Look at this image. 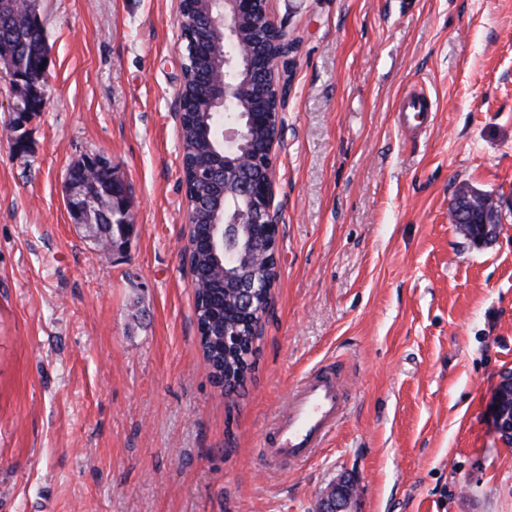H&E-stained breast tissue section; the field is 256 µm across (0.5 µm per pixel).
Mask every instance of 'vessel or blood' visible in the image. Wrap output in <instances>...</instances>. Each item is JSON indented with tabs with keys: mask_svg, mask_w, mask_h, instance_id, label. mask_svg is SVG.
I'll return each mask as SVG.
<instances>
[{
	"mask_svg": "<svg viewBox=\"0 0 512 512\" xmlns=\"http://www.w3.org/2000/svg\"><path fill=\"white\" fill-rule=\"evenodd\" d=\"M345 410L343 384L332 369L321 367L303 376L286 411L276 416L266 433L263 448L269 463L299 464L314 458Z\"/></svg>",
	"mask_w": 512,
	"mask_h": 512,
	"instance_id": "obj_1",
	"label": "vessel or blood"
}]
</instances>
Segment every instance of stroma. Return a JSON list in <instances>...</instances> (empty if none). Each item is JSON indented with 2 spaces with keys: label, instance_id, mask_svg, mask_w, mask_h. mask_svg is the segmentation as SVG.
Returning <instances> with one entry per match:
<instances>
[{
  "label": "stroma",
  "instance_id": "stroma-1",
  "mask_svg": "<svg viewBox=\"0 0 512 512\" xmlns=\"http://www.w3.org/2000/svg\"><path fill=\"white\" fill-rule=\"evenodd\" d=\"M295 49L273 148L279 261L254 369L227 397L185 252L179 0H37L46 105L0 139V512H512L490 406L512 371V0H269ZM420 91L429 126L397 106ZM110 157L129 239L67 208ZM491 193L495 238L448 212ZM337 365L348 410L313 460L260 449L296 381ZM66 200L70 206L73 217L81 218L83 214H89L93 199L90 195L85 194L83 187L77 183L72 177L70 170L66 174ZM359 483L351 474L341 475L329 490L322 493L318 512H352L358 496Z\"/></svg>",
  "mask_w": 512,
  "mask_h": 512
}]
</instances>
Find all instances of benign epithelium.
<instances>
[{
    "mask_svg": "<svg viewBox=\"0 0 512 512\" xmlns=\"http://www.w3.org/2000/svg\"><path fill=\"white\" fill-rule=\"evenodd\" d=\"M268 0H204L205 9L195 14V22L212 29L214 68L199 72L195 79L207 93V111L219 115L229 101L244 104L254 91L272 95L270 106L260 112H240L227 125L207 124L203 133L209 140L222 143L224 165V206L215 210L210 228L194 245L207 246L212 251L224 250V282L239 289L246 305L254 296L271 297L275 279L252 277L239 279L235 272L242 267L262 266L271 269L278 263L279 225L273 208L272 179L275 141L261 142L252 138L251 130L274 126L280 131L287 96V86L281 83L280 69L289 63L294 44L288 33L269 18V9H260ZM7 66L17 93L16 125L3 127L0 134L12 136L17 126L43 111L44 99L34 91L26 92L22 82L21 57H8ZM245 67V80L233 75ZM87 177L113 174L112 160L103 156L84 160ZM66 200L72 216L89 213L93 199L83 187L66 174ZM491 415L499 439L512 437V420L503 417L499 401L493 400ZM359 483L351 474L340 476L329 490L322 493L318 512H352L358 496Z\"/></svg>",
    "mask_w": 512,
    "mask_h": 512,
    "instance_id": "benign-epithelium-1",
    "label": "benign epithelium"
}]
</instances>
